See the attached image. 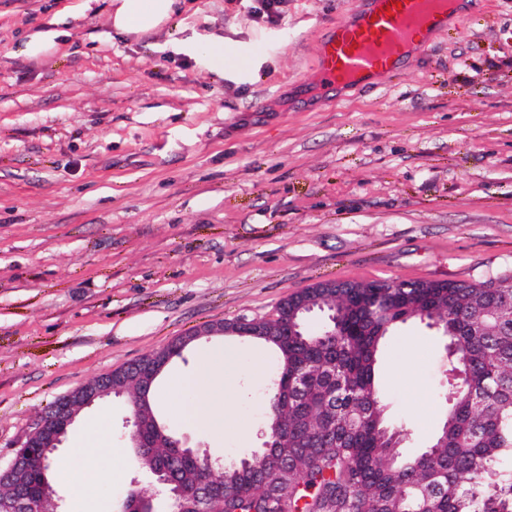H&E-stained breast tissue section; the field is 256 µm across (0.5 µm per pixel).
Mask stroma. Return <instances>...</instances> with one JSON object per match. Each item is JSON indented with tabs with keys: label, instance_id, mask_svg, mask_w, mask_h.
Segmentation results:
<instances>
[{
	"label": "stroma",
	"instance_id": "1",
	"mask_svg": "<svg viewBox=\"0 0 512 512\" xmlns=\"http://www.w3.org/2000/svg\"><path fill=\"white\" fill-rule=\"evenodd\" d=\"M361 0H184L163 29L115 34L106 0H0V469L32 422L89 380L199 326L272 313L336 279H512V0H469L402 72L317 92L322 37ZM53 54H20L31 32ZM223 38L236 75L201 49ZM234 355L214 427L174 420L173 381ZM444 341L411 320L380 363L402 451L446 413ZM261 357L266 374L253 375ZM269 350L201 340L167 367L155 411L225 464L261 448ZM128 396L83 410L51 479L61 512L169 503L129 442ZM117 449L73 496L77 448Z\"/></svg>",
	"mask_w": 512,
	"mask_h": 512
}]
</instances>
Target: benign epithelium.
<instances>
[{
    "mask_svg": "<svg viewBox=\"0 0 512 512\" xmlns=\"http://www.w3.org/2000/svg\"><path fill=\"white\" fill-rule=\"evenodd\" d=\"M448 282L435 279L416 280H345L326 281L313 286L309 292H299L285 299L275 313L268 317L239 318L230 322L205 324L169 345L145 356L139 361L119 370L95 377L75 388L47 408L28 433L22 445L14 450L13 458L6 468L13 490L7 496L0 495V512H37V505L44 500L56 498V490L50 483L46 470L37 462L55 454L81 411L111 395L130 393L134 402V418L139 433L133 436L137 454L151 453L154 448H168L169 455L155 465L153 474L166 493L170 512H207L209 499L217 495L224 497V485H217L204 478L188 485L172 477V469L180 465L186 473L196 472L200 462L211 463L207 451L189 445L187 437L171 432L167 427L151 420H144L139 412L152 407L154 382L160 372L176 355L183 353L192 343L202 338L215 336H274L279 347L288 350V337L302 335L303 321L316 313L322 323L336 328V289L353 288L362 303L372 301V288H446ZM280 393L283 401L301 390L303 378L288 376V368L280 370ZM119 512H155L151 498L133 493L125 499Z\"/></svg>",
    "mask_w": 512,
    "mask_h": 512,
    "instance_id": "benign-epithelium-1",
    "label": "benign epithelium"
}]
</instances>
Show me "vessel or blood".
<instances>
[{"instance_id": "b4317fda", "label": "vessel or blood", "mask_w": 512, "mask_h": 512, "mask_svg": "<svg viewBox=\"0 0 512 512\" xmlns=\"http://www.w3.org/2000/svg\"><path fill=\"white\" fill-rule=\"evenodd\" d=\"M446 0H365L356 17L337 23L322 39L317 69L323 86L395 71L415 39L444 30Z\"/></svg>"}]
</instances>
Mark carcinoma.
Here are the masks:
<instances>
[{
    "mask_svg": "<svg viewBox=\"0 0 512 512\" xmlns=\"http://www.w3.org/2000/svg\"><path fill=\"white\" fill-rule=\"evenodd\" d=\"M453 305L447 289L434 291L423 307H397L412 320L448 323L446 389L448 410L430 448L404 456L388 447L392 432L376 381L381 347L400 323L381 333L384 319L339 297L336 307L343 335L316 333L288 346L279 365L307 380L288 403L275 404L278 377L269 388L266 429L288 441V472L277 475L279 497L270 503V456L255 452L238 465L217 472L237 491L210 504L212 512H420L426 499L434 512H512V313H493L512 304V288L455 283ZM336 406L304 422L305 447H298L299 415L310 389L331 390ZM448 437V443L440 438Z\"/></svg>",
    "mask_w": 512,
    "mask_h": 512,
    "instance_id": "1",
    "label": "carcinoma"
}]
</instances>
